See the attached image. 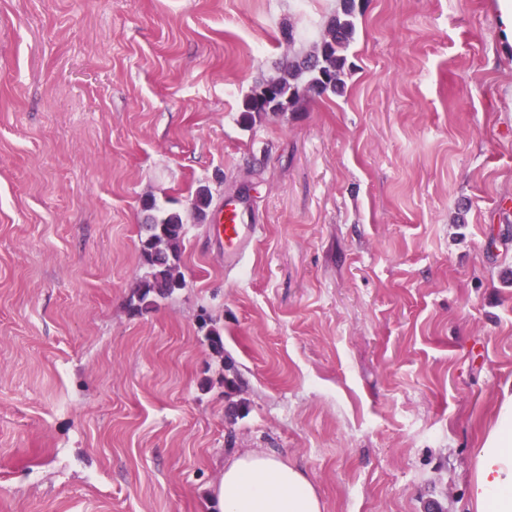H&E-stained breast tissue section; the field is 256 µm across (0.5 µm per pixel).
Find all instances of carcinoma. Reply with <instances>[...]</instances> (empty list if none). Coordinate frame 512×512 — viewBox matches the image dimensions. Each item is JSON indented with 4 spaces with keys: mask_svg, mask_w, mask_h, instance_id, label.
Returning <instances> with one entry per match:
<instances>
[{
    "mask_svg": "<svg viewBox=\"0 0 512 512\" xmlns=\"http://www.w3.org/2000/svg\"><path fill=\"white\" fill-rule=\"evenodd\" d=\"M356 0L344 2L325 23L324 30L308 51L295 52L282 62L278 72L281 99L298 107L309 96L334 93L343 85L347 50L356 34ZM209 188L196 190L195 219L205 220L212 205ZM141 259L144 272L139 276L129 301L137 313L146 311L175 293L173 280L185 281L181 271L182 245L185 236L183 216L167 211L149 218L142 225Z\"/></svg>",
    "mask_w": 512,
    "mask_h": 512,
    "instance_id": "obj_1",
    "label": "carcinoma"
}]
</instances>
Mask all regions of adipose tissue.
Wrapping results in <instances>:
<instances>
[{"mask_svg":"<svg viewBox=\"0 0 512 512\" xmlns=\"http://www.w3.org/2000/svg\"><path fill=\"white\" fill-rule=\"evenodd\" d=\"M475 512H512V397L499 407L475 459ZM211 503L217 512H323L310 476L274 452L251 449L224 464Z\"/></svg>","mask_w":512,"mask_h":512,"instance_id":"obj_1","label":"adipose tissue"}]
</instances>
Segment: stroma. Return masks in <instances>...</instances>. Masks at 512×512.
Here are the masks:
<instances>
[{
	"label": "stroma",
	"mask_w": 512,
	"mask_h": 512,
	"mask_svg": "<svg viewBox=\"0 0 512 512\" xmlns=\"http://www.w3.org/2000/svg\"><path fill=\"white\" fill-rule=\"evenodd\" d=\"M339 5L0 0V512H209L247 448L324 512H473L512 395V39L498 0H362L343 92L243 126L282 25L309 48ZM147 198L186 286L134 316ZM244 201H228L220 213L218 230L224 236V260L229 263L238 261L244 245L249 243L256 232V224L245 222Z\"/></svg>",
	"instance_id": "stroma-1"
}]
</instances>
